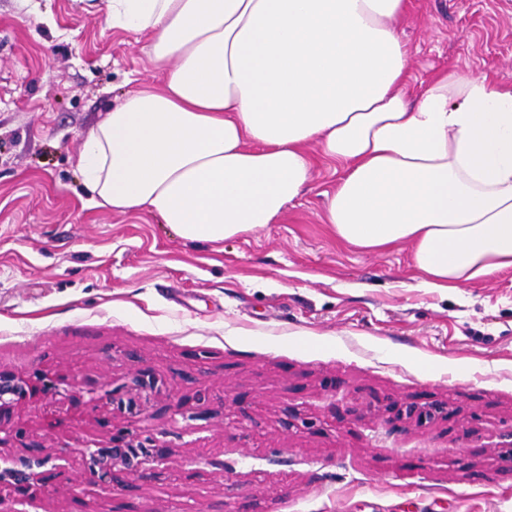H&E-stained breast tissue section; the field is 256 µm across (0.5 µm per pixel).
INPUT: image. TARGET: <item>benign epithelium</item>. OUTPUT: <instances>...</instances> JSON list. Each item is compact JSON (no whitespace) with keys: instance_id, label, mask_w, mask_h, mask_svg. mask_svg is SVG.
I'll return each mask as SVG.
<instances>
[{"instance_id":"obj_1","label":"benign epithelium","mask_w":512,"mask_h":512,"mask_svg":"<svg viewBox=\"0 0 512 512\" xmlns=\"http://www.w3.org/2000/svg\"><path fill=\"white\" fill-rule=\"evenodd\" d=\"M132 382L135 391L141 393L154 389L156 378L151 370L140 368L136 370ZM30 389L32 386L28 381L0 370V420L8 418L14 407L29 397ZM80 452L86 458L93 484L102 490L112 488L116 467L136 472L145 478L147 473L142 465L146 459L162 461L168 457V448L155 443L153 438L142 439L124 429L112 433V445L86 446ZM45 467L48 473L63 476L69 468L68 458L63 453L44 454L40 447L35 446L29 457L13 462L11 466H0V487L7 486L17 496L28 499L31 480L36 476L34 469Z\"/></svg>"}]
</instances>
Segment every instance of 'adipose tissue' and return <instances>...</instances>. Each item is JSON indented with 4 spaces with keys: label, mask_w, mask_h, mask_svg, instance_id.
Instances as JSON below:
<instances>
[{
    "label": "adipose tissue",
    "mask_w": 512,
    "mask_h": 512,
    "mask_svg": "<svg viewBox=\"0 0 512 512\" xmlns=\"http://www.w3.org/2000/svg\"><path fill=\"white\" fill-rule=\"evenodd\" d=\"M144 35L162 88L129 92L77 158L92 202L224 240L342 173L325 214L366 252L400 245L422 287L512 268V89L448 69L404 91L409 0H103Z\"/></svg>",
    "instance_id": "obj_1"
}]
</instances>
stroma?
Masks as SVG:
<instances>
[{
    "instance_id": "35a3bbf8",
    "label": "stroma",
    "mask_w": 512,
    "mask_h": 512,
    "mask_svg": "<svg viewBox=\"0 0 512 512\" xmlns=\"http://www.w3.org/2000/svg\"><path fill=\"white\" fill-rule=\"evenodd\" d=\"M399 32L410 93L448 68L512 88V0H411ZM146 45L85 0H0V368L80 387L18 405L0 455L123 426L170 450L102 497L47 480L34 512H512V268L439 292L409 246L339 242L319 158L276 223L218 245L94 206L74 159L159 84ZM139 365L159 390L133 419L108 393Z\"/></svg>"
}]
</instances>
